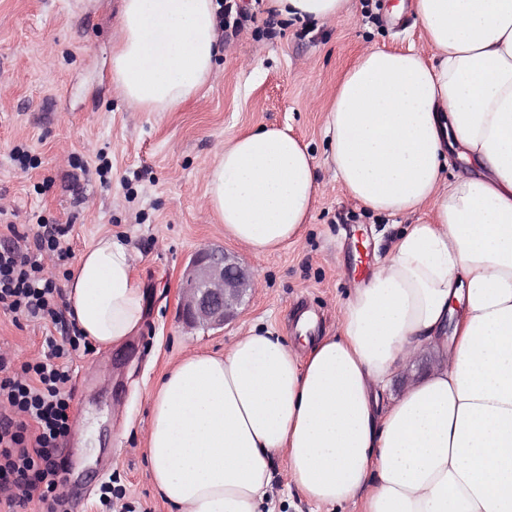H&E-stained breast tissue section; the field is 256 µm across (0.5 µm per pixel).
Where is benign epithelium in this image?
I'll return each mask as SVG.
<instances>
[{"instance_id":"benign-epithelium-1","label":"benign epithelium","mask_w":512,"mask_h":512,"mask_svg":"<svg viewBox=\"0 0 512 512\" xmlns=\"http://www.w3.org/2000/svg\"><path fill=\"white\" fill-rule=\"evenodd\" d=\"M253 290V281L234 256L220 246L201 248L183 273L180 318L191 328L222 327Z\"/></svg>"}]
</instances>
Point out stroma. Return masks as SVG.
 Segmentation results:
<instances>
[{"label": "stroma", "mask_w": 512, "mask_h": 512, "mask_svg": "<svg viewBox=\"0 0 512 512\" xmlns=\"http://www.w3.org/2000/svg\"><path fill=\"white\" fill-rule=\"evenodd\" d=\"M251 21L221 36L211 77L174 112L131 108L115 91L112 48L119 0H0V222L36 234L38 220L68 224L74 256L97 237L128 242L145 295L143 330L68 360L72 373L66 493L72 512H170L148 477L150 395L189 351L223 354L240 336L268 328L292 337L306 304L316 335L338 332L336 315L363 267L383 258L400 225L352 201L326 161L322 128L342 73L364 49H422L414 0H350L324 25L270 18L248 0ZM259 126L289 128L315 156L317 194L301 242L256 255L230 237L205 200L204 170L225 141ZM28 146L20 168L15 147ZM88 163L81 172L78 162ZM217 244L238 257L256 288L218 329L180 319L182 271ZM64 324L14 320L0 310V347L17 363L43 356ZM268 512H322L271 459Z\"/></svg>", "instance_id": "1"}]
</instances>
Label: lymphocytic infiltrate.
<instances>
[{
    "mask_svg": "<svg viewBox=\"0 0 512 512\" xmlns=\"http://www.w3.org/2000/svg\"><path fill=\"white\" fill-rule=\"evenodd\" d=\"M7 230L13 243L0 249V309L30 321H58L63 292L44 258H71L70 225L50 224L32 237L14 224ZM87 346L74 327L64 342L48 341L44 357L22 365L0 352V505L6 512L34 495L43 512H62L59 444L70 431L72 409L65 360Z\"/></svg>",
    "mask_w": 512,
    "mask_h": 512,
    "instance_id": "f902f5d3",
    "label": "lymphocytic infiltrate"
}]
</instances>
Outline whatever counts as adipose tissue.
Segmentation results:
<instances>
[{
	"label": "adipose tissue",
	"instance_id": "obj_1",
	"mask_svg": "<svg viewBox=\"0 0 512 512\" xmlns=\"http://www.w3.org/2000/svg\"><path fill=\"white\" fill-rule=\"evenodd\" d=\"M325 24L350 0H269ZM423 50H365L324 117L337 181L406 225L305 355L251 330L223 355L189 352L150 398L151 481L173 512H262L268 461L316 505L362 512H512V0H415ZM217 0H122L117 94L145 112L196 97L218 51ZM472 169L447 177L448 151ZM224 232L265 255L303 238L317 193L307 147L259 128L204 172ZM137 255L110 235L82 253L67 308L94 345L136 335ZM438 363L385 400L422 349Z\"/></svg>",
	"mask_w": 512,
	"mask_h": 512
}]
</instances>
